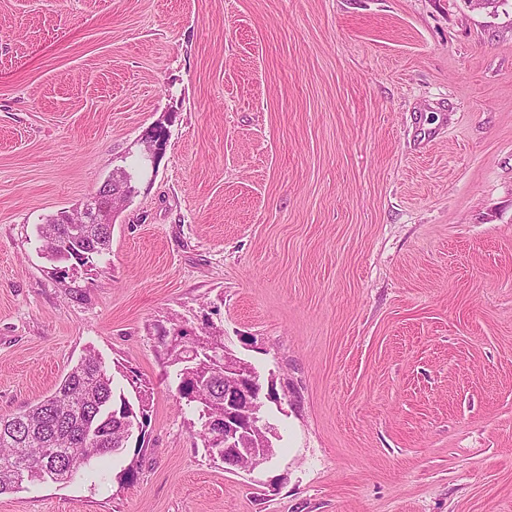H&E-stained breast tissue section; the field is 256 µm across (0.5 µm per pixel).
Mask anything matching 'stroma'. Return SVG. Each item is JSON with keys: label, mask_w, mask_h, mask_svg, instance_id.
I'll return each instance as SVG.
<instances>
[{"label": "stroma", "mask_w": 512, "mask_h": 512, "mask_svg": "<svg viewBox=\"0 0 512 512\" xmlns=\"http://www.w3.org/2000/svg\"><path fill=\"white\" fill-rule=\"evenodd\" d=\"M160 119L60 275L38 226ZM206 314L279 395L250 472L157 339ZM90 350L146 448L0 512H512V0H0V417ZM160 123H156L149 127L142 139L144 145V156L150 162L152 167H156L158 160L164 155L168 143V132L167 128L159 126ZM157 134H160L157 137Z\"/></svg>", "instance_id": "35a3bbf8"}]
</instances>
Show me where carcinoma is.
I'll use <instances>...</instances> for the list:
<instances>
[{"instance_id": "carcinoma-1", "label": "carcinoma", "mask_w": 512, "mask_h": 512, "mask_svg": "<svg viewBox=\"0 0 512 512\" xmlns=\"http://www.w3.org/2000/svg\"><path fill=\"white\" fill-rule=\"evenodd\" d=\"M60 212L38 227L49 256L71 268L93 265L109 251L112 225L67 224ZM201 336L179 331L168 343L176 390L185 405L224 411V378L201 355ZM124 389L101 358L86 353L55 391L18 416L0 418V494L41 482L50 473L65 483L78 472L128 448L122 422Z\"/></svg>"}]
</instances>
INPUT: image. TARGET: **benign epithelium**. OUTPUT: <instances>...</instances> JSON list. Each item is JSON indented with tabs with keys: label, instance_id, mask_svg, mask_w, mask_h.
Segmentation results:
<instances>
[{
	"label": "benign epithelium",
	"instance_id": "1",
	"mask_svg": "<svg viewBox=\"0 0 512 512\" xmlns=\"http://www.w3.org/2000/svg\"><path fill=\"white\" fill-rule=\"evenodd\" d=\"M144 156L155 166L164 155L168 143L167 128L154 124L142 139ZM130 195L116 198L112 180L106 179L91 196L92 204H84L80 210L81 224H103V213L115 212L119 201H127ZM207 355L224 366V387L233 392L224 398V416L218 419L204 418L202 424L208 433L204 447L212 460L243 471H251L267 462L272 454L270 437L274 427L264 411L265 403L274 399L272 389L263 388L260 375L252 364L237 357L223 342L209 343Z\"/></svg>",
	"mask_w": 512,
	"mask_h": 512
}]
</instances>
